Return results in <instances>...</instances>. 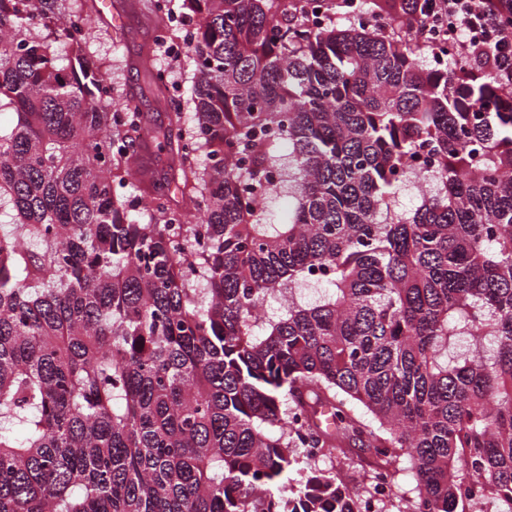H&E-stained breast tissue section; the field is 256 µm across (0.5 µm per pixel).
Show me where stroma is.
Segmentation results:
<instances>
[{
  "instance_id": "obj_1",
  "label": "stroma",
  "mask_w": 512,
  "mask_h": 512,
  "mask_svg": "<svg viewBox=\"0 0 512 512\" xmlns=\"http://www.w3.org/2000/svg\"><path fill=\"white\" fill-rule=\"evenodd\" d=\"M112 9L93 13L92 20L101 30V38L91 46L93 61L110 65L115 98L136 105L146 117V129L168 124L174 113H181L182 126H189L193 110L186 98L171 101L155 84L142 65L146 55H153L157 65L165 67L181 89L192 85L193 72L183 61H172L155 44L156 18L153 0H111Z\"/></svg>"
}]
</instances>
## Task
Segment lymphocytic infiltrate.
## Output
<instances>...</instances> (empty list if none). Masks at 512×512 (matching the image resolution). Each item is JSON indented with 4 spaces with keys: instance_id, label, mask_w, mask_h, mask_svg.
<instances>
[{
    "instance_id": "obj_1",
    "label": "lymphocytic infiltrate",
    "mask_w": 512,
    "mask_h": 512,
    "mask_svg": "<svg viewBox=\"0 0 512 512\" xmlns=\"http://www.w3.org/2000/svg\"><path fill=\"white\" fill-rule=\"evenodd\" d=\"M406 30L430 49H451L462 68H478L512 94V0H405Z\"/></svg>"
}]
</instances>
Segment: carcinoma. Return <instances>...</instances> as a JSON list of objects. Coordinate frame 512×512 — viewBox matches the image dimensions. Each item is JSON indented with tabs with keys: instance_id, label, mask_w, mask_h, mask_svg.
I'll return each instance as SVG.
<instances>
[{
	"instance_id": "carcinoma-1",
	"label": "carcinoma",
	"mask_w": 512,
	"mask_h": 512,
	"mask_svg": "<svg viewBox=\"0 0 512 512\" xmlns=\"http://www.w3.org/2000/svg\"><path fill=\"white\" fill-rule=\"evenodd\" d=\"M324 2L182 0L168 178L83 4L0 0V512H358L406 469L410 512H512V98L387 37L404 0ZM346 443L363 497L293 452ZM421 204V191L412 184L403 185L395 195L394 208L410 213Z\"/></svg>"
}]
</instances>
